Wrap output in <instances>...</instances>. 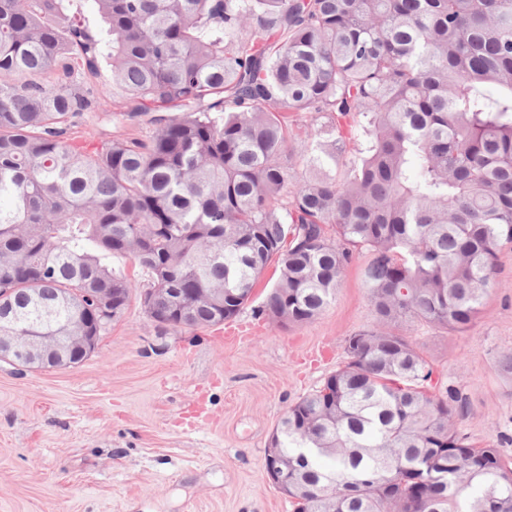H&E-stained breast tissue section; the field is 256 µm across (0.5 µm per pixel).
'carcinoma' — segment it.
Here are the masks:
<instances>
[{
    "mask_svg": "<svg viewBox=\"0 0 512 512\" xmlns=\"http://www.w3.org/2000/svg\"><path fill=\"white\" fill-rule=\"evenodd\" d=\"M93 2L99 34L67 0H0V319L63 346L69 300L129 302V256L182 292L170 329L234 319L272 263L263 312L299 324L364 250L376 325L278 426L295 512H512V464L396 332L466 330L512 245V0ZM104 59L147 139L68 138L112 121L72 81Z\"/></svg>",
    "mask_w": 512,
    "mask_h": 512,
    "instance_id": "obj_1",
    "label": "carcinoma"
}]
</instances>
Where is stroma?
Listing matches in <instances>:
<instances>
[{
	"label": "stroma",
	"instance_id": "1",
	"mask_svg": "<svg viewBox=\"0 0 512 512\" xmlns=\"http://www.w3.org/2000/svg\"><path fill=\"white\" fill-rule=\"evenodd\" d=\"M365 253L314 319L286 327L262 312L278 274L267 269L232 321L159 332L136 285L82 363L51 371L0 361V512H293L264 477L268 444L288 407L347 362L345 340L375 316ZM433 370L430 391L456 388L459 432L512 459V249L466 330L401 327Z\"/></svg>",
	"mask_w": 512,
	"mask_h": 512
}]
</instances>
